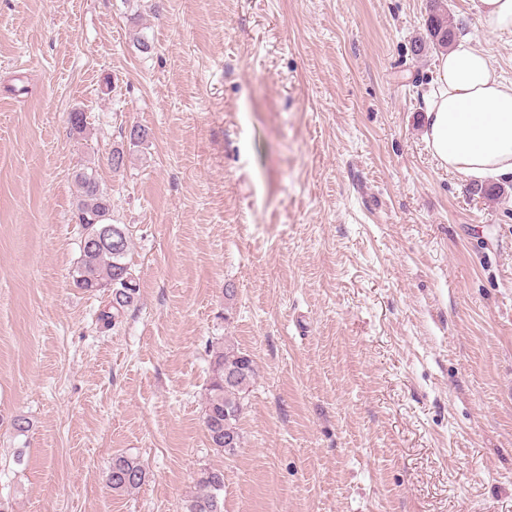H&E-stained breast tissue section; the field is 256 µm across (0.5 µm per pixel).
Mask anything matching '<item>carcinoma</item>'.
<instances>
[{"mask_svg":"<svg viewBox=\"0 0 512 512\" xmlns=\"http://www.w3.org/2000/svg\"><path fill=\"white\" fill-rule=\"evenodd\" d=\"M457 30L458 27L448 22L444 0H433L426 21V37L415 41V51H445L457 37ZM68 124L73 136L84 137L87 129L84 111L69 112ZM149 137L147 128L133 126L124 135L127 144L112 148L111 156L120 158V163L112 164V170L119 171L125 166L127 147H138ZM75 182L78 186L76 218L82 236L80 257L71 271V279L75 287L87 292L112 290V301L100 313V320L114 327L139 299L138 279L127 262L131 233L127 225L112 223V196L102 188L97 170L79 169ZM256 376L254 360L239 347L226 345L212 350L203 423L210 445L216 451L232 455L241 447L238 422ZM145 478L146 471L138 459L118 455L112 458L106 484L115 493H131L141 487ZM197 486L196 494L185 502L184 512H224V471L216 468L201 471Z\"/></svg>","mask_w":512,"mask_h":512,"instance_id":"carcinoma-1","label":"carcinoma"}]
</instances>
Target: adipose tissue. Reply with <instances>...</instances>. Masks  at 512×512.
I'll list each match as a JSON object with an SVG mask.
<instances>
[{
    "label": "adipose tissue",
    "instance_id": "ef3b65f1",
    "mask_svg": "<svg viewBox=\"0 0 512 512\" xmlns=\"http://www.w3.org/2000/svg\"><path fill=\"white\" fill-rule=\"evenodd\" d=\"M424 122L440 166L475 179L512 177V82L468 38L440 55Z\"/></svg>",
    "mask_w": 512,
    "mask_h": 512
}]
</instances>
